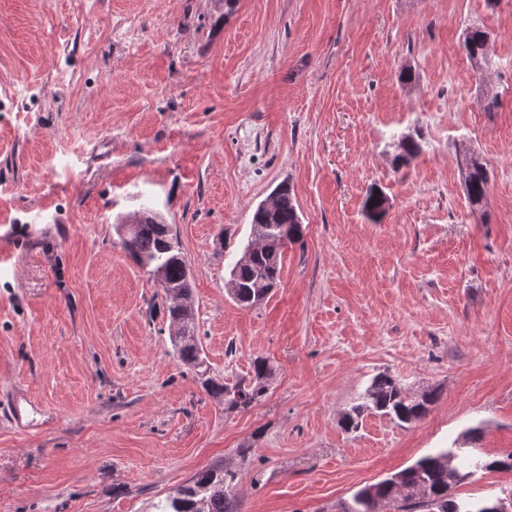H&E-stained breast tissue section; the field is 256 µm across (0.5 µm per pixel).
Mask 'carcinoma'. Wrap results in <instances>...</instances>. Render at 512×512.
<instances>
[{
	"label": "carcinoma",
	"instance_id": "1",
	"mask_svg": "<svg viewBox=\"0 0 512 512\" xmlns=\"http://www.w3.org/2000/svg\"><path fill=\"white\" fill-rule=\"evenodd\" d=\"M488 42V32L479 27L468 29L465 35L464 48L478 74L482 73ZM399 147L401 153L397 155V161L400 163L420 152V145L408 136L399 141ZM462 178L469 204L473 207L480 205L490 182L487 165L475 156L469 157L465 160ZM275 195L274 210H267L261 203L253 213L251 232L261 234L263 242L257 244L250 240L229 264V281L236 285L233 299L242 307L259 305L268 290L278 286L283 251L303 236L302 220L290 190L282 187L275 191ZM385 201L382 192H369L364 203L366 216L377 220L385 211ZM141 209L140 221L130 228L132 249L128 254L149 274L162 271L168 287L192 295L191 279L181 248L169 244L174 238L171 226L153 208L144 204ZM173 349L178 360L195 373L206 392L224 397V407L228 410H245L268 391L273 368L264 358L254 359L250 380L228 385L210 375L197 331L182 338ZM367 396L371 409L400 424L411 425L426 416L428 405L435 401L437 392L430 391V399L424 404L409 395L395 379L380 374L373 379ZM450 451L458 453L460 449L443 448L390 477L360 488L347 512H387L389 509L393 512H474L476 506L457 502L448 490L442 461L448 458ZM508 459L507 463L497 459L476 463L461 455L462 478L470 479L484 469H512V454ZM238 481V472L230 467L207 468L160 501L158 512H237Z\"/></svg>",
	"mask_w": 512,
	"mask_h": 512
}]
</instances>
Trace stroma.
<instances>
[{
  "mask_svg": "<svg viewBox=\"0 0 512 512\" xmlns=\"http://www.w3.org/2000/svg\"><path fill=\"white\" fill-rule=\"evenodd\" d=\"M405 136L421 150L400 166ZM468 152L490 171L480 208ZM282 183L303 237L245 309L229 264ZM145 200L179 240L211 375L276 369L247 410L178 361L164 291L119 243ZM0 236L17 248L0 265V512H155L216 464L239 472L238 512H343L471 426L467 453L506 457L512 0H0ZM380 373L439 398L418 423L365 409L345 431ZM454 493L512 499V471ZM489 42V34L486 30L480 27H472L468 29L465 40L464 48L473 63L475 72L482 74V64L484 62L487 52V45Z\"/></svg>",
  "mask_w": 512,
  "mask_h": 512,
  "instance_id": "obj_1",
  "label": "stroma"
}]
</instances>
